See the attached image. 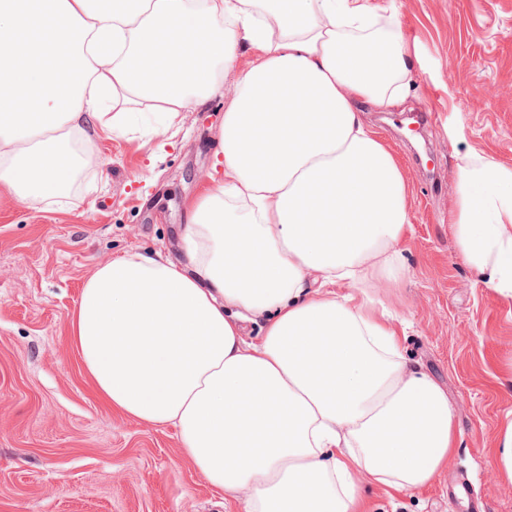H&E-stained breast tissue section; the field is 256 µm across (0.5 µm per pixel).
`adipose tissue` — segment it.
<instances>
[{"mask_svg": "<svg viewBox=\"0 0 512 512\" xmlns=\"http://www.w3.org/2000/svg\"><path fill=\"white\" fill-rule=\"evenodd\" d=\"M364 0H0V197H59L71 143L148 101L174 123L222 94L240 41L258 55L224 112V178L195 201L183 261L130 253L97 266L71 313L96 392L138 421L177 427L209 484L245 512H361L356 477L412 491L456 447L445 390L351 297L399 270L406 179L362 121L391 104L410 54ZM461 258L512 300V166L459 165ZM265 317L259 346L242 335Z\"/></svg>", "mask_w": 512, "mask_h": 512, "instance_id": "adipose-tissue-1", "label": "adipose tissue"}]
</instances>
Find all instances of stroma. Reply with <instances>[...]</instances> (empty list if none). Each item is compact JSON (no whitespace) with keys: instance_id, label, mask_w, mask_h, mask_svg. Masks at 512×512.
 Returning <instances> with one entry per match:
<instances>
[{"instance_id":"stroma-1","label":"stroma","mask_w":512,"mask_h":512,"mask_svg":"<svg viewBox=\"0 0 512 512\" xmlns=\"http://www.w3.org/2000/svg\"><path fill=\"white\" fill-rule=\"evenodd\" d=\"M413 59L403 100L358 101L409 184L400 271L361 286L330 285L392 318L405 357L448 394L458 446L425 487L396 492L360 477L366 512H512V482L491 450L512 414V301L460 257L450 224L465 154L512 166V0H366ZM240 49L223 96L157 128L147 105L125 135L100 131L96 169H76L64 197H0V512H245L246 492H216L181 454L177 430L113 411L91 386L70 316L99 265L129 253L182 258L187 206L212 184L215 150L242 72ZM434 110L424 138L411 113Z\"/></svg>"}]
</instances>
